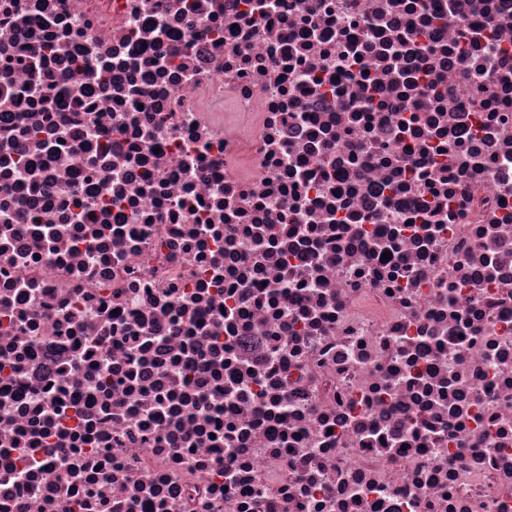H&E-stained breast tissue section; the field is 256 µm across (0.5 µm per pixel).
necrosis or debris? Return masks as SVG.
Listing matches in <instances>:
<instances>
[{"instance_id": "obj_1", "label": "necrosis or debris", "mask_w": 512, "mask_h": 512, "mask_svg": "<svg viewBox=\"0 0 512 512\" xmlns=\"http://www.w3.org/2000/svg\"><path fill=\"white\" fill-rule=\"evenodd\" d=\"M0 512H512V0H0Z\"/></svg>"}]
</instances>
